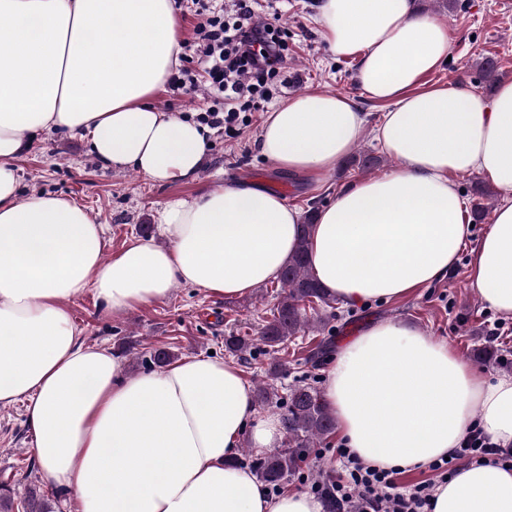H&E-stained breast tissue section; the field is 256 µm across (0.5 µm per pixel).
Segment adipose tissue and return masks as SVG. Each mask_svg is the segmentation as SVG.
Masks as SVG:
<instances>
[{
  "mask_svg": "<svg viewBox=\"0 0 512 512\" xmlns=\"http://www.w3.org/2000/svg\"><path fill=\"white\" fill-rule=\"evenodd\" d=\"M331 51L358 61L357 82L387 104L376 139L397 162L338 190L309 240L320 284L346 306L402 300L446 277L462 252L483 303L512 320V82L493 97L420 88L450 54L448 25L416 0H322ZM173 0H0V406L26 403L44 485L79 512H323L313 495L268 496L241 466L243 438L278 447L280 417L258 416L236 365L205 355L126 375L110 348L81 342L68 300L94 291L115 315L178 284L243 296L294 253L301 215L270 190L221 186L163 206V244L110 252L105 225L51 193L20 200L16 161L50 131L87 138L96 156L160 183L191 178L206 140L197 123L153 104L177 62ZM365 115L329 91L288 98L265 117L262 156L319 181L358 144ZM478 172L502 193L473 239L457 182ZM324 398L338 436L364 464L426 465L472 426L512 447V375L487 379L447 344L377 321L342 344ZM432 512H512V468L462 467Z\"/></svg>",
  "mask_w": 512,
  "mask_h": 512,
  "instance_id": "1",
  "label": "adipose tissue"
}]
</instances>
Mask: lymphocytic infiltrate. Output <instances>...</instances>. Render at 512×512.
I'll return each mask as SVG.
<instances>
[{
	"label": "lymphocytic infiltrate",
	"instance_id": "f902f5d3",
	"mask_svg": "<svg viewBox=\"0 0 512 512\" xmlns=\"http://www.w3.org/2000/svg\"><path fill=\"white\" fill-rule=\"evenodd\" d=\"M192 2L197 6L199 36L194 55L206 79L197 82L183 69L170 76L169 85L177 97L202 93L206 108L198 113L197 123L214 134L232 136L243 113L258 110L271 97L269 83L283 69L288 30L275 19L257 17L255 0H233L229 15L210 8L206 0ZM329 454L337 464L329 476L337 500L359 499L361 512H432L435 487L452 479L460 466L487 462L512 466V450L496 447L478 428L449 459L430 463L431 479L410 486L401 483V469L364 465L343 446Z\"/></svg>",
	"mask_w": 512,
	"mask_h": 512
}]
</instances>
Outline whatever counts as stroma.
Segmentation results:
<instances>
[{"instance_id": "obj_1", "label": "stroma", "mask_w": 512, "mask_h": 512, "mask_svg": "<svg viewBox=\"0 0 512 512\" xmlns=\"http://www.w3.org/2000/svg\"><path fill=\"white\" fill-rule=\"evenodd\" d=\"M460 8L449 10L438 0H417L422 12L448 22L451 60L427 74L423 87L450 84L488 93L478 64L483 57L494 58L500 80L512 81V0H462ZM320 0H279L280 24L291 33L283 74L288 85L275 94V101L309 91L326 90L355 99L366 115V128L358 150L380 157L382 163L370 172L356 168L336 169L324 175L319 185L280 170L264 158L256 140L263 112L251 113L249 122L235 137L212 136L205 162L193 178L156 183L132 168H114L101 162L90 144L63 132L37 136L31 148L17 161L22 195L37 192L72 198L88 209L97 223L106 225L111 251L141 238V225L154 224L157 210L177 200L204 195L220 185L249 184L273 190L300 211L322 207L343 186L379 176L396 162L383 156L373 130L387 107L363 95L355 75V58L332 54L315 23ZM468 255H461L454 271L439 282L414 290L401 301L374 302L352 309L342 308V317L329 328L309 332L271 356L240 363L249 386L266 377L270 363H278L276 380L286 390L299 380L324 389L330 358L318 363L308 360L311 349L325 344L337 349L357 331L378 319H395L420 326L434 338L446 342L459 357L472 361L476 349L491 347L494 360L480 363L479 371L489 379L503 374L501 356L512 354V321L502 323L499 338L490 335L496 312L482 303L471 287ZM277 281L236 299L209 298L199 290L175 286L161 301L136 307L115 317L106 311L94 292L88 291L69 303V310L84 341L112 348L127 363L129 372L146 370L142 353L165 348L176 357L199 354L224 355V336L235 333L258 339L276 302ZM40 465L33 453V436L27 425L24 403L0 407V482L10 483L16 494L25 484L38 480Z\"/></svg>"}]
</instances>
